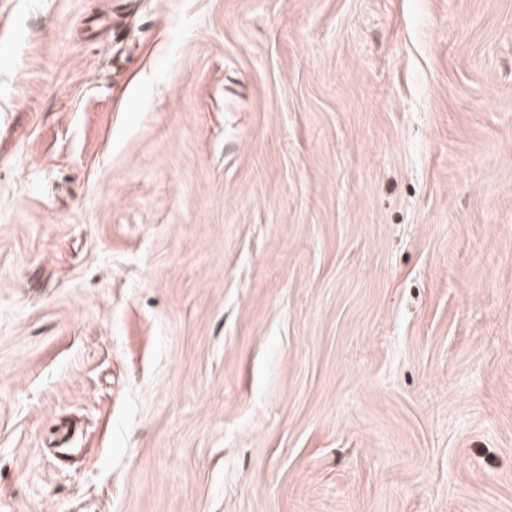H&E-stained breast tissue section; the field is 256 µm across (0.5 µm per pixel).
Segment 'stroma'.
<instances>
[{
  "label": "stroma",
  "mask_w": 512,
  "mask_h": 512,
  "mask_svg": "<svg viewBox=\"0 0 512 512\" xmlns=\"http://www.w3.org/2000/svg\"><path fill=\"white\" fill-rule=\"evenodd\" d=\"M0 512H512V0H0Z\"/></svg>",
  "instance_id": "35a3bbf8"
}]
</instances>
